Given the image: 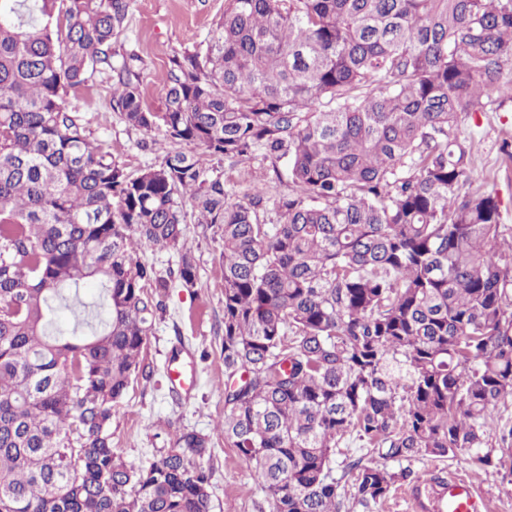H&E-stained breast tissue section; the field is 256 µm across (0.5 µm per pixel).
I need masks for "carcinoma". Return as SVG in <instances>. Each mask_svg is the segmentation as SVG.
Wrapping results in <instances>:
<instances>
[{"instance_id": "obj_1", "label": "carcinoma", "mask_w": 512, "mask_h": 512, "mask_svg": "<svg viewBox=\"0 0 512 512\" xmlns=\"http://www.w3.org/2000/svg\"><path fill=\"white\" fill-rule=\"evenodd\" d=\"M131 0H0V512H211L209 436L144 466L113 408L170 282L146 249L219 236L224 442L272 512H353L397 475L348 464L355 436L401 462L484 448L512 473V241L478 186L460 115L512 101V0H227L206 46L171 60L156 111L141 59L115 67ZM112 73V109L173 147L131 176L88 141L70 94ZM288 163V190L235 196L184 149ZM272 203L277 219H261ZM107 313L64 330L65 289Z\"/></svg>"}]
</instances>
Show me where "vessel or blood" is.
Here are the masks:
<instances>
[{
    "mask_svg": "<svg viewBox=\"0 0 512 512\" xmlns=\"http://www.w3.org/2000/svg\"><path fill=\"white\" fill-rule=\"evenodd\" d=\"M415 512H487L481 490L461 476L427 472L409 492Z\"/></svg>",
    "mask_w": 512,
    "mask_h": 512,
    "instance_id": "vessel-or-blood-1",
    "label": "vessel or blood"
}]
</instances>
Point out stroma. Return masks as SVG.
<instances>
[{"mask_svg":"<svg viewBox=\"0 0 512 512\" xmlns=\"http://www.w3.org/2000/svg\"><path fill=\"white\" fill-rule=\"evenodd\" d=\"M226 0H134L126 30L114 43L116 54L137 52L142 59L140 76L144 98L160 107L165 97V73L173 55L193 49L207 40L224 14ZM86 120V133L103 150L111 152L125 172L137 175L160 163L171 145L157 132L146 133L125 125L112 109V81L94 73L74 100ZM457 133L475 144V166L482 176L483 191L501 202V229L512 235V162L502 151L512 142V102L494 112L462 115ZM215 167L232 193L262 186L269 196L287 189L284 162L257 158L240 164L231 159ZM184 248L197 262L194 285L177 276L179 255L168 249L146 251L145 262L169 279L152 330L142 351L147 378H136L116 406L112 417V446L125 459L148 463L160 459L172 446L176 433L195 430L212 438L204 458L210 475L212 512H271L255 470L239 459L215 427L224 418L223 279L218 261L220 242L204 225L187 222ZM192 362L190 391L173 390L167 366L173 357ZM398 479L389 498L357 512H413L404 498L411 486L401 479L402 469L424 474L435 469L441 475H461L476 482L488 500L489 512H512V476L486 474L477 451H464L442 460L417 458L407 463L388 462Z\"/></svg>","mask_w":512,"mask_h":512,"instance_id":"35a3bbf8","label":"stroma"}]
</instances>
